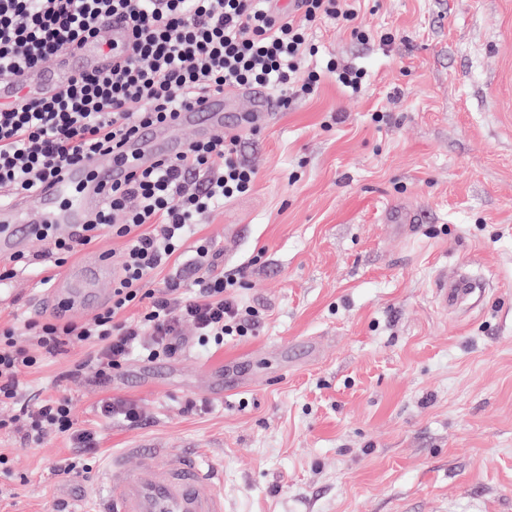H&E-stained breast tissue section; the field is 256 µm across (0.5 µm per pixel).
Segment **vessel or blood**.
<instances>
[{"instance_id": "b4317fda", "label": "vessel or blood", "mask_w": 512, "mask_h": 512, "mask_svg": "<svg viewBox=\"0 0 512 512\" xmlns=\"http://www.w3.org/2000/svg\"><path fill=\"white\" fill-rule=\"evenodd\" d=\"M104 28L107 43H83L60 53L49 66L1 82L0 106L53 96L83 70L111 68L113 44H129L131 32L118 18L107 19ZM245 95L255 118L273 112L274 101L267 90L253 88ZM240 124L241 114L232 96L219 94L203 97L193 108L180 112L174 126L140 129L116 156L94 158L67 169L40 190L1 205L0 254L26 250L37 238L40 225L65 228L85 223L112 184L126 181L136 167L179 155L183 145L173 136V128L194 129L203 139L218 129ZM110 270L109 259L89 258L72 270L65 287L52 289L46 298L47 309L53 312L62 307L71 315L92 309L102 298L97 284L108 278ZM476 287L468 276L441 275L435 281V294L440 307L447 309ZM220 482L219 472L202 463L196 453L174 452L136 439L125 454L110 460L96 512H224Z\"/></svg>"}]
</instances>
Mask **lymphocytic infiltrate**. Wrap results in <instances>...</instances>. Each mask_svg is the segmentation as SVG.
Listing matches in <instances>:
<instances>
[{"mask_svg": "<svg viewBox=\"0 0 512 512\" xmlns=\"http://www.w3.org/2000/svg\"><path fill=\"white\" fill-rule=\"evenodd\" d=\"M114 14L125 18L132 41L112 71H85L52 98L0 108L1 202L37 191L87 158L114 152L142 126L171 124L177 111L229 87L273 90L283 109L315 97L327 75L362 92V69L334 58L323 69L309 68L318 52L310 32L323 20L336 21L359 42L394 40L362 25L341 0H296L294 7L276 9L269 0H0V73L45 67L68 47L98 40L101 18ZM257 177L242 157L240 135L220 132L114 185L87 223L63 232L42 227L39 238L49 242L58 265L102 235L125 242L112 301L91 319L29 320L28 347L15 329H0V405L18 407L29 444L40 446L50 434L68 439L71 452L56 461V476L88 479L97 435L76 426L68 398L21 400L22 372L79 347L82 357L61 379L89 375L105 384L132 353L151 363L174 357L185 323L205 345L252 333L257 314L238 293L245 269L214 272L213 245L195 233L204 215L247 195ZM189 240L194 249L187 257L182 247ZM176 265L183 275L155 291L156 276Z\"/></svg>", "mask_w": 512, "mask_h": 512, "instance_id": "lymphocytic-infiltrate-1", "label": "lymphocytic infiltrate"}]
</instances>
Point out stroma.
<instances>
[{
    "mask_svg": "<svg viewBox=\"0 0 512 512\" xmlns=\"http://www.w3.org/2000/svg\"><path fill=\"white\" fill-rule=\"evenodd\" d=\"M359 19L394 44L330 20L315 39L320 57L364 70L366 92L328 78L261 120L243 144L253 190L199 228L215 266L250 268L252 335L211 351L187 324L170 360L57 384L75 349L23 374L22 392L66 390L102 461L135 437L193 448L222 471L226 512H512V0H379ZM331 112L344 122L326 125ZM395 206L416 210L411 237L387 222ZM47 250L30 246L0 326L24 333ZM442 272L480 280L483 299L439 309ZM228 362L251 381L214 396ZM112 399L141 422L105 417ZM0 448V512H91L90 483L53 472L64 437L36 448L0 429Z\"/></svg>",
    "mask_w": 512,
    "mask_h": 512,
    "instance_id": "35a3bbf8",
    "label": "stroma"
}]
</instances>
